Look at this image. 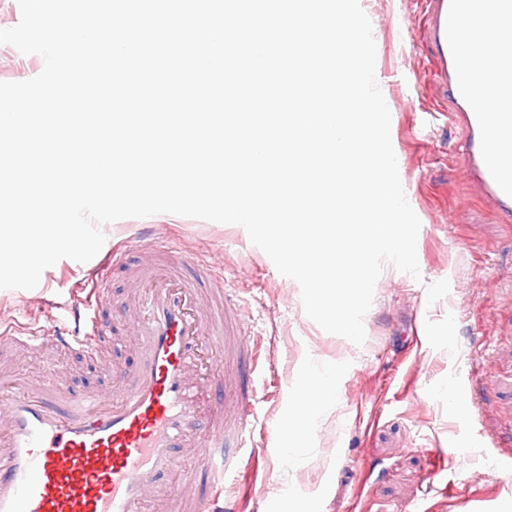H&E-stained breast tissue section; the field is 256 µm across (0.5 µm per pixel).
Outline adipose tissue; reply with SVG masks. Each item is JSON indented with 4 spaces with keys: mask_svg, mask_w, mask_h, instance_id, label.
<instances>
[{
    "mask_svg": "<svg viewBox=\"0 0 512 512\" xmlns=\"http://www.w3.org/2000/svg\"><path fill=\"white\" fill-rule=\"evenodd\" d=\"M338 393L339 372L335 363H326L310 372L292 400L291 418L297 429L287 433L284 439L285 456L295 460L302 456L298 436L316 425L322 412L336 401Z\"/></svg>",
    "mask_w": 512,
    "mask_h": 512,
    "instance_id": "ef3b65f1",
    "label": "adipose tissue"
}]
</instances>
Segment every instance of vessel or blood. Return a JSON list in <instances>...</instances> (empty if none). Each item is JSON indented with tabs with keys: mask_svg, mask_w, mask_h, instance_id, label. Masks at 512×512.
<instances>
[{
	"mask_svg": "<svg viewBox=\"0 0 512 512\" xmlns=\"http://www.w3.org/2000/svg\"><path fill=\"white\" fill-rule=\"evenodd\" d=\"M494 10L512 20V0H429L426 40L438 52V87L465 131L467 171L488 199L512 217V50L488 45L490 76H480L464 44L474 29L462 17ZM124 305L139 366L108 391L79 398L55 370L26 381L0 378V512H239L224 486L257 456L258 405L251 375L261 339L228 299L223 269L179 247L140 236ZM128 245L107 251L73 326L0 328V351L53 342L94 357L102 339L96 318L110 302L109 277ZM220 383L229 404L204 410L201 397ZM194 461L193 480L174 487Z\"/></svg>",
	"mask_w": 512,
	"mask_h": 512,
	"instance_id": "obj_1",
	"label": "vessel or blood"
}]
</instances>
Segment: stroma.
I'll use <instances>...</instances> for the list:
<instances>
[{"mask_svg": "<svg viewBox=\"0 0 512 512\" xmlns=\"http://www.w3.org/2000/svg\"><path fill=\"white\" fill-rule=\"evenodd\" d=\"M376 44L375 76L391 114V142L406 198L420 220V276L385 265L355 345L305 313L301 291L239 225L158 214L174 245L223 268L264 338L254 377L263 455L256 491L230 485L243 512H512V218L466 175L464 133L436 98L422 44L423 0H360ZM44 62L0 44V82L38 75ZM96 260L68 258L31 290H0V321L31 301L64 322ZM125 275L113 271L112 307L98 317L108 339L101 360L53 356L76 396L105 391L130 369L134 339L119 321ZM336 362L341 389L305 439V463L289 467L281 437L291 397L309 364ZM457 391L456 407L445 393Z\"/></svg>", "mask_w": 512, "mask_h": 512, "instance_id": "1", "label": "stroma"}]
</instances>
